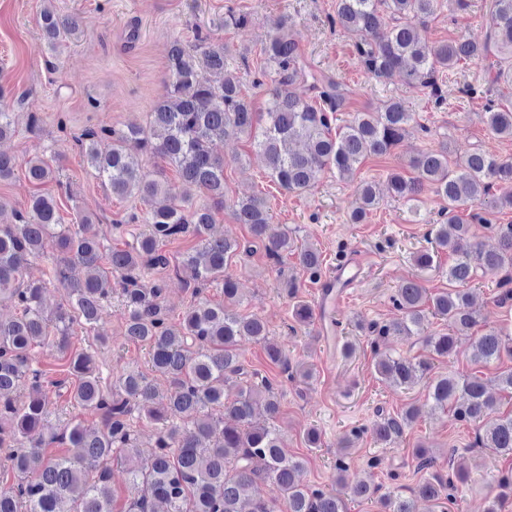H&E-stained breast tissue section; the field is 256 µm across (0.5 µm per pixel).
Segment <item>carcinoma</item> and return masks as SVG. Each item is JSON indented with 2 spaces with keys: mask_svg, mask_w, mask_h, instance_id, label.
I'll list each match as a JSON object with an SVG mask.
<instances>
[{
  "mask_svg": "<svg viewBox=\"0 0 512 512\" xmlns=\"http://www.w3.org/2000/svg\"><path fill=\"white\" fill-rule=\"evenodd\" d=\"M437 0H336L332 23L353 38L358 64L376 79L403 75L410 87L429 90L442 102L439 75L462 62L485 58L492 52L507 55V65L494 71L492 83L512 85V0H493L491 33L480 43L465 37L431 47L419 28L434 14ZM45 47L55 52L80 33L78 21L61 16L52 5L40 13ZM287 19L271 23L262 44L265 69L271 81L265 110L257 112L243 95L237 73L228 69V45L198 38L190 48L180 41L170 45L165 92L150 112L145 127L125 130L87 129L80 149L101 183L121 198L153 203L144 230L123 247L103 250L92 219L83 215L73 228L60 223L56 197L36 193L27 209L16 210L9 224H0V301H10L19 314L0 321V448L7 457L14 483L0 484V512H113L109 485L114 460L138 455L134 418L160 424L154 449L147 460L129 469L130 494L124 512H276L259 485L276 483L287 512H346L331 492L313 489L301 480L304 460L284 448L280 403L273 383L248 370L238 352L243 339L265 345L270 360L288 379L312 378L308 369L292 366L288 355L270 342L258 317L233 310L239 302L237 283L226 273L243 254L261 248L274 263L296 255L300 268L312 278L321 276L323 258L313 244L295 243L283 231L271 232L266 197L250 195L232 206L234 219L247 226L250 239L240 242L211 235L215 215L224 208V157L213 142L246 136L263 157L268 175L284 191L302 194L314 189L322 174L333 171L341 179L354 176L357 165L369 156L388 154L400 141L413 113L404 102L390 99L380 112H357L348 123L332 129L342 110L346 91L332 80H313L314 96L304 99L294 86L307 80L298 44L287 33ZM491 133L512 139V107L489 101L483 115ZM112 134V148L101 152L98 138ZM158 156L173 166L182 184L204 194L208 203L195 205L189 195L168 181L136 168L134 154ZM416 177L399 173L389 177L394 196L414 200L431 188L448 202V220L430 232L432 249L414 256L417 267L428 269L441 252L453 256L448 266L446 291L430 295L416 280L403 282L395 303L401 317L389 324L368 326L379 337H418L423 357L375 352V372L393 386H407L427 378L432 361L452 354L455 339L477 325L470 285L478 272L512 268V224L495 225L498 246L483 250L471 242V225L453 211L461 206L512 205V160L474 150L452 158L448 149L415 157ZM30 182L60 181L59 169L42 156L26 161ZM503 189L492 194L494 186ZM360 205L349 223L361 224L380 203L373 185L358 187ZM191 234L198 246L181 261L189 271L185 286L193 301L177 323L163 305L166 283L145 280L143 270L166 269V243ZM57 252L53 280L68 292L66 306L49 313L43 306L47 283L26 281L29 258L44 253L47 242ZM80 267L84 276L72 271ZM224 282V304L201 298L203 288ZM293 299L292 316L303 327L314 324L316 309L296 298L294 279L283 281ZM121 298L124 336L147 350L156 378L138 370L125 371L115 382L102 383L92 354L70 352V331L75 325L92 331L100 322L112 295ZM448 323V332L426 334L429 316ZM52 345L69 357L65 377L49 380L33 367L35 347ZM512 356V335L491 328L476 337L472 362L477 370L428 382V400L434 409L451 407L456 417L477 428L476 443L503 455H512V413L501 415L488 392L482 369ZM69 393L70 401L94 417V422H70L46 438L45 401L50 389ZM417 420L410 406L400 413L380 414L372 429L382 444L395 443ZM60 442L77 450L72 457H50L43 452ZM420 470L429 472L413 491L379 494L380 488L360 484L354 493L378 499L385 512H417L415 500L439 506L455 482L469 474L458 470L445 477L432 471L435 457L426 448L415 449Z\"/></svg>",
  "mask_w": 512,
  "mask_h": 512,
  "instance_id": "carcinoma-1",
  "label": "carcinoma"
}]
</instances>
